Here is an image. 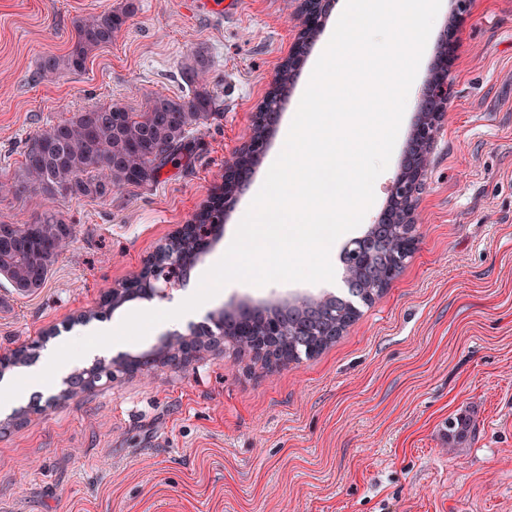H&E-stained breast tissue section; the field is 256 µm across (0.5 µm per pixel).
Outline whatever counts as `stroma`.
I'll list each match as a JSON object with an SVG mask.
<instances>
[{
	"label": "stroma",
	"instance_id": "stroma-1",
	"mask_svg": "<svg viewBox=\"0 0 512 512\" xmlns=\"http://www.w3.org/2000/svg\"><path fill=\"white\" fill-rule=\"evenodd\" d=\"M125 0H0V181L16 180L41 130L118 102L145 111L184 96L193 54L209 63L217 108L155 183L105 200L61 193L0 196V222L59 213L75 240L44 288L22 297L0 281V354L36 360L146 307L176 308L198 271L225 253L278 156L311 76L293 79L260 164L223 227L168 299L134 298L79 322L135 276L219 190L303 19L299 0H137L84 71L41 79L45 57L72 45L74 22ZM448 117L434 137L419 199V243L401 274L317 357L273 368L206 351L182 370L121 373L57 406L45 401L96 363L139 359L221 309L330 293L326 283L243 282L176 328L72 360L31 405L0 411V512H512V0H468L451 67ZM405 113L388 168L374 183L365 234L387 205L407 148ZM466 416L467 437L448 423Z\"/></svg>",
	"mask_w": 512,
	"mask_h": 512
}]
</instances>
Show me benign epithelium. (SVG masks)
<instances>
[{"mask_svg":"<svg viewBox=\"0 0 512 512\" xmlns=\"http://www.w3.org/2000/svg\"><path fill=\"white\" fill-rule=\"evenodd\" d=\"M329 0H300V11L305 20L304 32L314 34L322 18L326 15ZM457 26L452 24L441 42L440 51L431 63L432 78L421 95V111L416 113L411 131L412 150L406 155L402 169L394 179L388 198L386 211L375 224L369 225L367 232L352 241L354 263L348 268V287L355 289V295L365 296V289L374 283L390 285L401 273L404 264L384 265L380 257L384 249L390 247L393 231L398 224H416L418 201L428 154L438 126L448 112V99L445 94L450 89L448 78L451 72V52L456 47ZM246 176L238 168L237 160H232L224 169V212H229L242 187ZM154 256L144 262L140 273L142 288L133 293L135 297L164 299L172 286L180 284L181 277L150 266ZM327 304V299L274 300L254 307L240 306L225 309L213 318L220 326L219 336L198 337L173 335L162 347L139 360V367L148 370L155 364L185 366L197 358L199 353L217 346L220 342L235 340L241 325L257 321L262 323L266 335L276 336L288 332V328L300 331L308 318L311 307ZM123 370L118 366L109 369L97 365L81 374V386L92 387L103 375Z\"/></svg>","mask_w":512,"mask_h":512,"instance_id":"benign-epithelium-1","label":"benign epithelium"}]
</instances>
